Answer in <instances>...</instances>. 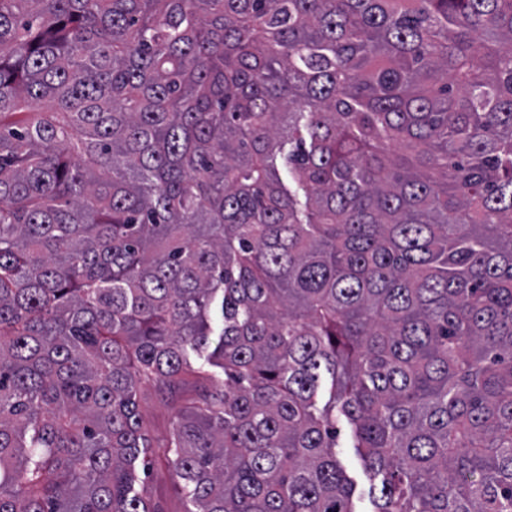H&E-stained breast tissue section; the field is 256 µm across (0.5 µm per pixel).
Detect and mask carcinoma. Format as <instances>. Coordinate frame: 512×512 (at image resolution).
Listing matches in <instances>:
<instances>
[{
    "instance_id": "carcinoma-1",
    "label": "carcinoma",
    "mask_w": 512,
    "mask_h": 512,
    "mask_svg": "<svg viewBox=\"0 0 512 512\" xmlns=\"http://www.w3.org/2000/svg\"><path fill=\"white\" fill-rule=\"evenodd\" d=\"M338 414L512 512V0H0V512H357ZM141 406L145 415L149 436L155 446L165 443L173 430L175 416L179 408L173 405L171 398L152 385H142ZM146 487L160 512H184L188 507L176 489L172 472L162 462L154 461L151 465Z\"/></svg>"
}]
</instances>
